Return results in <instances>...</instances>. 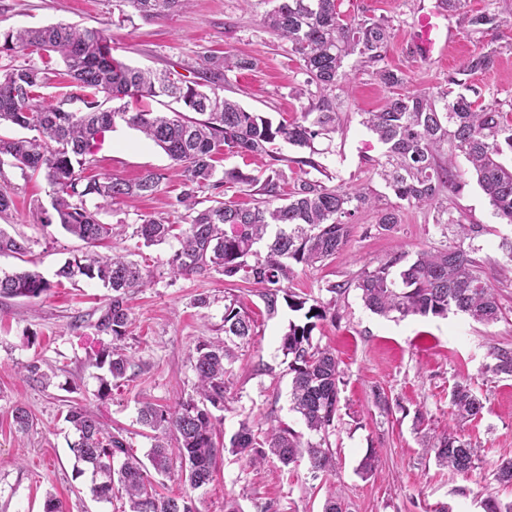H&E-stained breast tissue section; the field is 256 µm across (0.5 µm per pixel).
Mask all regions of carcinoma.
Masks as SVG:
<instances>
[{"instance_id":"obj_1","label":"carcinoma","mask_w":512,"mask_h":512,"mask_svg":"<svg viewBox=\"0 0 512 512\" xmlns=\"http://www.w3.org/2000/svg\"><path fill=\"white\" fill-rule=\"evenodd\" d=\"M147 21L167 18L190 5L191 0H125ZM263 19L264 26L288 43L301 62L305 84L315 86V99L302 110L296 122L278 123L220 94L226 73L244 70L253 62L237 55H203L199 58L201 80L171 77L167 71L132 67L112 54V33L107 27H82L58 23L36 28L0 30V54L18 51L56 58L70 79L69 91L53 104L44 101L42 89L49 86L54 69L49 65L24 63L0 69V126H13L32 136L0 134V160L8 159L21 170L41 174L50 191V208L39 210L44 227L82 240L88 250L67 259L55 273L57 284L78 277L97 280L111 291L94 327L100 334L120 341L132 325L128 295L144 287L151 271L122 255L103 256L94 250L115 234V227L98 219L112 202L126 197H148L174 175L182 190L176 205L183 209L185 230L179 247L168 260L173 276L221 273L227 279L260 284L268 313L284 300L303 320L291 321L281 339L289 358L292 410L307 429L328 437L339 411L340 363L328 349L313 343L317 322L327 318L332 303L314 301L284 291L283 283L294 275V267H314L336 256L350 240L349 220L361 209H374L377 201L364 186L338 185L328 188L318 181L302 180L291 192H283L286 176L280 169L265 178L237 167L217 174L224 152L266 155L280 161L275 146L284 141L296 148H309L314 140L339 130L341 105L337 92L349 83L345 64L383 59L392 35L385 19H356L340 10L339 0H274ZM512 11V0H499L497 10L465 14L461 23L471 32L490 36L488 48L469 56L448 78V88L436 93L403 90V72L382 67L378 80L390 90L386 104L377 112H366L362 124L385 147L384 160L376 174L393 195L412 207L436 212L438 225L458 226L459 243L417 252L398 275L391 268L396 257L371 271H363L354 285L364 305L373 313L401 317H446L461 312L472 321L491 325L502 318V307L494 289L482 278L473 257L471 241L481 228L453 217L444 199L454 181L452 168L464 157L489 206L499 218L512 224V165L501 161L512 152V123L491 106H475L466 91L464 77L492 69L501 45L502 14ZM167 97L182 110L170 113L131 109L132 102ZM118 105L107 107L105 103ZM193 116L188 117L186 113ZM123 123L141 132L172 161L171 172H151L131 182L105 174L84 176L99 138ZM236 184L259 186L265 200L244 207L224 200L225 189ZM209 194L206 200L200 195ZM96 200L94 208L87 199ZM209 205L202 206L203 202ZM400 223V207L379 210L378 224L387 230ZM174 224L162 216H145L136 235L146 246L166 242ZM470 244H465V241ZM31 239L15 238L0 229V253L23 255ZM52 284L37 272L22 270L0 273V297L35 298ZM224 335L243 342L253 335L250 317L235 303L224 306ZM234 359L228 342L203 343L194 364L196 397L182 399L172 409L146 403L138 421L154 432L148 454L153 470L167 474L171 456L181 460V476L197 489L213 479V464L220 448L215 442L212 409L224 408L226 365ZM492 371L512 376V348H499ZM98 364L108 365L111 379L100 383V396L126 378L128 360L117 348L98 355ZM452 414L458 421L479 417L484 403L470 384L455 383L449 392ZM75 430L70 444L76 475L90 474V492L99 499L112 497L119 486L128 498L130 512H196L189 496L162 497L147 474L144 462L129 452L126 438L112 431L85 407L73 406L65 416ZM230 451L253 465L268 456L283 466L307 458L318 475L333 468V459L322 443H302L288 425L280 423L260 436L243 422L229 441ZM427 452L436 464L458 473L477 468V449L454 429L426 440ZM494 479L512 486V458L501 460Z\"/></svg>"}]
</instances>
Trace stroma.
<instances>
[{
  "label": "stroma",
  "mask_w": 512,
  "mask_h": 512,
  "mask_svg": "<svg viewBox=\"0 0 512 512\" xmlns=\"http://www.w3.org/2000/svg\"><path fill=\"white\" fill-rule=\"evenodd\" d=\"M422 2L342 0L347 14L389 20L393 35L381 64L351 70L341 131L315 142L329 186L363 185L388 203L396 201L375 173L383 148L361 123L362 113L377 110L389 95L374 76L378 66L401 70L408 91L436 92L447 88L449 76L469 55L486 47L487 36L465 33L459 16L452 15L448 23L454 37L446 59L426 62L416 57L410 36ZM270 7L269 0H192L169 18L146 21L124 0H0V28L57 22L108 25L115 57L177 77L194 76L199 56L206 53L245 55L254 65L227 73L225 97L274 120L294 121L308 104L295 95L306 76L287 44L264 27ZM468 84L480 104L495 107L512 122V51L503 50L491 70L471 76ZM171 165L159 147L120 125L106 133L88 173L133 181ZM456 173L458 187L449 193L448 205L463 223L483 229L473 242L475 257L498 294L501 320L487 326L461 314L402 319L368 310L353 286L362 270L401 254L411 259L418 251L453 244L457 228L438 227L432 211L407 206L400 224L386 230L375 210L359 211L345 249L316 267L296 268L289 283L292 292L335 304V318L318 322L313 331L314 342L329 347L344 371L336 428L328 438L335 472L313 475L303 458L286 468L274 460L253 465L224 451L217 457L212 482L196 490L182 481L180 461L172 459L169 474L153 478L159 493L191 495L198 512H225L230 506L236 512H323L328 494L336 489L342 492L344 512H435L443 505L452 512H483L486 497L512 501V487L493 478L497 463L512 457V377L492 372L495 348L512 347V261L501 249L503 239H512V224L494 215L465 158H458ZM0 191L14 202L8 213L0 214V228L33 241L26 256L0 255V269H34L53 279L66 259L80 254L83 242L56 227L38 225L36 205L49 200V187L41 177L0 165ZM180 191L177 183L166 182L153 196L117 200L100 215L103 223L119 229L106 240L103 252L128 255L153 273L129 300L134 325L121 342L129 368L125 382L108 397L99 395L103 371L95 358L99 350L111 347L112 339L94 329L107 288L82 279L63 282L35 299H0V512H43L49 493L63 502L66 512H127L126 499L116 495L108 502L97 501L89 491V476L75 475L70 450L74 433L65 415L72 406H85L112 430L122 431L132 453L146 457L152 440L138 421L141 403L170 406L193 395L196 349L223 340L224 306L232 301L250 315L253 336L228 367L227 400L215 413L217 443L229 441L244 422L257 431L283 422L301 441L319 442V435L290 409L291 376L281 338L298 313L283 302L276 313H268L262 286L228 281L216 272L171 277L167 260L178 247L177 239L147 247L135 236L141 216L177 220L174 204ZM334 284L347 285V292L332 297L327 288ZM33 363L49 375V383L28 379L26 367ZM461 381L471 382L484 409L478 419L458 425L450 414L448 392ZM377 390L388 396L389 411L374 407ZM18 407L32 415L28 432L13 426L12 412ZM451 425L479 450L472 473L439 468L424 452V433ZM371 453L377 455L378 466L365 476L359 464Z\"/></svg>",
  "instance_id": "35a3bbf8"
}]
</instances>
